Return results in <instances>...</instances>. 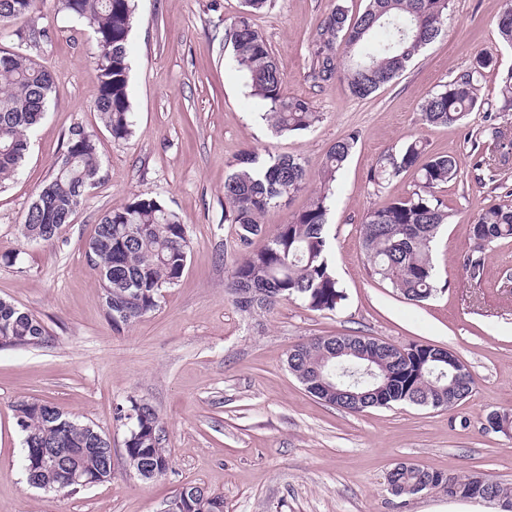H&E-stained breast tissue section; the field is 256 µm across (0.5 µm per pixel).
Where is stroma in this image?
Masks as SVG:
<instances>
[{
	"mask_svg": "<svg viewBox=\"0 0 512 512\" xmlns=\"http://www.w3.org/2000/svg\"><path fill=\"white\" fill-rule=\"evenodd\" d=\"M502 3L451 0L445 34L361 99L342 82L320 88L310 77L311 37L336 0H274L252 22L285 91L320 114L306 131L276 135L225 39L242 0H136L129 57L136 125L116 142L94 110L100 81L88 21L70 17L59 0H38L33 19L47 37L30 54L51 69L55 92L28 135L23 166L0 190V299L40 319L49 340L0 350V512H165L188 483L222 494L224 512H498L440 490L393 496L388 474L415 462L512 487V437L484 428L488 412L512 409V242L487 248L483 278L465 269L469 227L481 208L512 199V113L496 109L499 78L512 69V49L499 43L495 26ZM486 51L498 63L474 109L454 126L424 125L426 95ZM78 125L96 140L99 180L55 239L28 241L24 217ZM352 135L357 143L328 215L344 300L333 312L295 299L242 310L225 288L245 253L224 219V180L237 156L294 155L309 176L307 191L264 213L258 247L306 206L329 147ZM412 135L430 151L455 155L461 167L455 182L435 191L451 213L432 251L443 289L418 305L368 275L361 234L367 212L414 191L410 173L380 191L369 180L378 159ZM135 196L160 199L180 215L190 253L158 308L117 329L86 244L107 211ZM334 334L449 348L475 388L450 411L397 403L354 413L326 404L289 371L287 356L299 343ZM132 397L150 403L165 429L171 469L153 481L124 463L127 428L116 413ZM24 398L106 434L111 482L72 494L30 487L13 412Z\"/></svg>",
	"mask_w": 512,
	"mask_h": 512,
	"instance_id": "1",
	"label": "stroma"
}]
</instances>
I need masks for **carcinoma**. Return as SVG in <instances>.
<instances>
[{"mask_svg":"<svg viewBox=\"0 0 512 512\" xmlns=\"http://www.w3.org/2000/svg\"><path fill=\"white\" fill-rule=\"evenodd\" d=\"M62 9L92 25L98 49L100 94L95 111L115 141L134 132L129 96V46L134 0H61ZM244 12L231 25L232 62L245 76L250 95L267 107L265 119L275 133L304 131L318 121L310 103L285 92L280 69L266 40L251 23V16L271 7L272 0H243ZM450 0H365L364 8L351 13L336 5L312 36L311 78L321 87L338 79L350 93L366 98L403 73L410 62L445 30ZM36 0H0V25L30 15ZM502 44L512 48V3L496 17ZM497 65L491 52L476 56L473 65L456 75L422 103L421 117L428 126L460 123L477 103L484 73ZM54 82L48 69L15 50L0 48V189L6 187L25 160L27 133L47 111ZM497 111L512 112V70L498 86ZM356 137L339 140L327 152L321 187L307 208L283 225L259 248L247 252L227 284L245 310L269 308L280 300L298 299L313 311L332 312L344 300L333 271L329 201L337 174L351 155ZM413 170L419 183L409 196L392 198L368 212L362 225V248L371 275L409 301L420 303L438 288L432 243L451 214L434 190L457 180L460 163L451 154L432 153L419 137L407 140L396 152L377 162L370 182L384 188L402 173ZM99 163L93 135L69 132L54 176L36 194L24 219L25 235L51 241L97 180ZM307 172L299 158L277 155L265 161L245 151L224 181L225 220L237 226L244 246L263 233L261 215L271 206L306 189ZM470 254L466 269L473 278L484 271V251L492 243L512 241V202L494 203L481 209L470 225ZM92 267L102 281L108 316L116 328L139 321L155 311L163 289L176 285L188 260L186 225L179 214L156 198L133 197L101 218L87 243ZM48 332L33 314L0 299V350L38 346ZM368 341L375 360L373 369L392 379L387 405L408 402L451 410L450 393L470 396L474 380L468 369L457 376L440 375L439 359L428 361L433 372H420L416 359L425 352L421 344L384 346L365 336H321L302 342L288 353V368L302 384L316 376H330L344 394L325 403L352 408L355 396L370 389L371 378L353 352ZM16 424L24 435L23 468L26 480L52 483L56 475L31 469L32 457L42 448H66L70 466L93 474L101 483L112 481L114 464L108 437L93 426L69 417L57 407L23 399L14 406ZM129 421L124 440V462L149 472L147 479L162 477L171 468L164 446L158 413L148 402L131 398L117 412ZM436 473L397 471L391 482L407 487ZM466 484L512 504V489L486 477L471 474ZM188 499L186 512H224V497L200 486L177 490L171 502Z\"/></svg>","mask_w":512,"mask_h":512,"instance_id":"carcinoma-1","label":"carcinoma"}]
</instances>
